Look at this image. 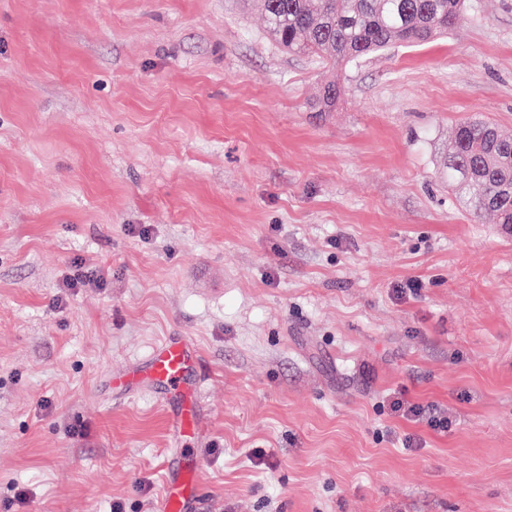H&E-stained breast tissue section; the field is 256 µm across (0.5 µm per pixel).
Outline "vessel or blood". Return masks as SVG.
Wrapping results in <instances>:
<instances>
[{"instance_id": "b4317fda", "label": "vessel or blood", "mask_w": 512, "mask_h": 512, "mask_svg": "<svg viewBox=\"0 0 512 512\" xmlns=\"http://www.w3.org/2000/svg\"><path fill=\"white\" fill-rule=\"evenodd\" d=\"M198 360L193 344L181 338L164 341L152 353L146 374L162 383L168 392L186 396L187 402L179 415L170 419L172 429L181 436L194 432L193 399L198 387L192 381V371ZM200 485L185 472L166 475L160 500L161 512H196Z\"/></svg>"}]
</instances>
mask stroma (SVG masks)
Returning <instances> with one entry per match:
<instances>
[{"label":"stroma","mask_w":512,"mask_h":512,"mask_svg":"<svg viewBox=\"0 0 512 512\" xmlns=\"http://www.w3.org/2000/svg\"><path fill=\"white\" fill-rule=\"evenodd\" d=\"M472 116L512 135V0L335 68L259 0H0V512H160L170 463L198 512H512V228L441 175ZM341 87L335 82H327L322 85L317 98L312 102L314 112H332L341 98ZM199 357L194 345L181 338H170L152 353L146 366V376L162 383L168 392L189 395L181 413L170 418V426L181 436L194 432L193 407L198 387L192 381V371ZM393 409L408 420L426 421L427 425L433 430L448 431L450 423L448 415L436 404L423 405L398 398L393 402Z\"/></svg>","instance_id":"obj_1"}]
</instances>
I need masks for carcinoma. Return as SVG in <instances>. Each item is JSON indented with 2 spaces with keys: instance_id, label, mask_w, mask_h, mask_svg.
<instances>
[{
  "instance_id": "1",
  "label": "carcinoma",
  "mask_w": 512,
  "mask_h": 512,
  "mask_svg": "<svg viewBox=\"0 0 512 512\" xmlns=\"http://www.w3.org/2000/svg\"><path fill=\"white\" fill-rule=\"evenodd\" d=\"M465 0H263L275 42L293 53L339 63L423 46L448 33ZM335 82L322 85L315 112H332L341 98ZM448 187L465 193L473 214L512 224V138L486 118L460 120L444 164Z\"/></svg>"
}]
</instances>
